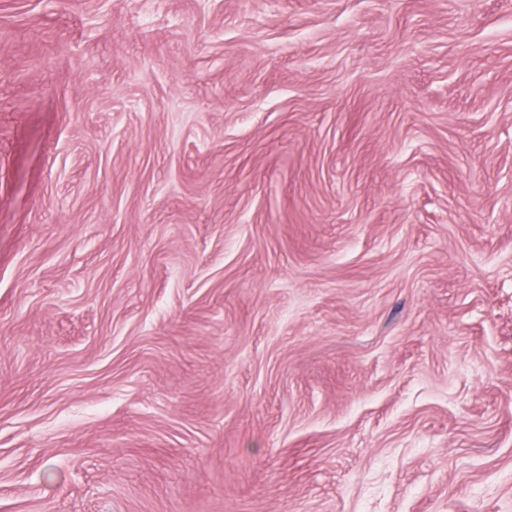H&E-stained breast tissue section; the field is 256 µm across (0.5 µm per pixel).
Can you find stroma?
Wrapping results in <instances>:
<instances>
[{
  "label": "stroma",
  "instance_id": "1",
  "mask_svg": "<svg viewBox=\"0 0 512 512\" xmlns=\"http://www.w3.org/2000/svg\"><path fill=\"white\" fill-rule=\"evenodd\" d=\"M0 512H512V0H0Z\"/></svg>",
  "mask_w": 512,
  "mask_h": 512
}]
</instances>
